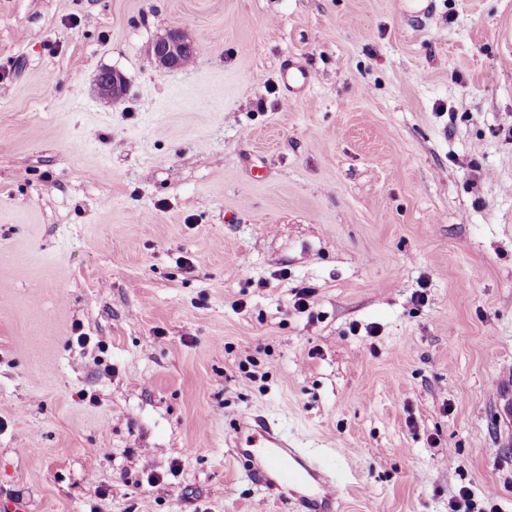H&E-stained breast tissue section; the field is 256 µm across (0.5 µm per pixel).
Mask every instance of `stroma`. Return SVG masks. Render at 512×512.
I'll return each instance as SVG.
<instances>
[{
	"mask_svg": "<svg viewBox=\"0 0 512 512\" xmlns=\"http://www.w3.org/2000/svg\"><path fill=\"white\" fill-rule=\"evenodd\" d=\"M511 376L512 0H0V512H512ZM195 51L194 41L183 30L173 28L152 43L149 55L157 67L175 70L180 67L184 55L194 54ZM194 58L195 56L186 55L183 65H189ZM96 86L100 97L106 102L119 103L127 92L126 79L118 71L99 72ZM257 426L241 419L230 431L235 455L257 485L279 491L278 498L297 512H337L340 477L296 440L265 418Z\"/></svg>",
	"mask_w": 512,
	"mask_h": 512,
	"instance_id": "obj_1",
	"label": "stroma"
}]
</instances>
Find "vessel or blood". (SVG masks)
Returning a JSON list of instances; mask_svg holds the SVG:
<instances>
[{
  "instance_id": "vessel-or-blood-1",
  "label": "vessel or blood",
  "mask_w": 512,
  "mask_h": 512,
  "mask_svg": "<svg viewBox=\"0 0 512 512\" xmlns=\"http://www.w3.org/2000/svg\"><path fill=\"white\" fill-rule=\"evenodd\" d=\"M235 455L257 485L277 491L295 512H336L340 478L267 419L230 431Z\"/></svg>"
}]
</instances>
